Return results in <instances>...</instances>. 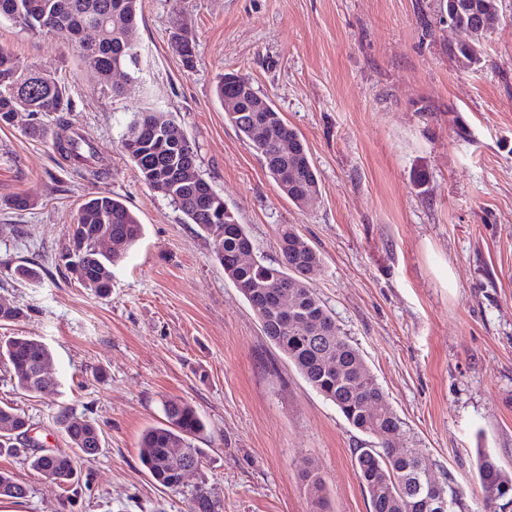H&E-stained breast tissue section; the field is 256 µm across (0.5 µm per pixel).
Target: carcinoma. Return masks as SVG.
I'll return each mask as SVG.
<instances>
[{
	"instance_id": "cac0c4a2",
	"label": "carcinoma",
	"mask_w": 512,
	"mask_h": 512,
	"mask_svg": "<svg viewBox=\"0 0 512 512\" xmlns=\"http://www.w3.org/2000/svg\"><path fill=\"white\" fill-rule=\"evenodd\" d=\"M440 17L469 28L465 44L448 45V53L466 68L483 63L484 44L489 31L499 21L498 0H438ZM138 0H0V17L24 29L66 38L74 46L81 67L95 73L104 93L125 94L126 86L112 82V72L122 68L128 82H138L140 48L132 41L137 27ZM171 45L186 65L196 57V40L179 27L172 33ZM219 102L238 100L239 111L227 113L230 122L246 139L272 175L280 191L299 206L319 191L317 172L305 145L288 127L281 113L270 107L252 111L257 92L249 79L237 73L223 74L216 84ZM68 88L55 77L23 67L9 52L0 49V126L12 124V115L65 112ZM296 140L292 153L281 151V142ZM53 146L60 156L89 169L96 147L86 136L73 132L55 134ZM121 148L152 190L162 195L212 242L213 252L224 275L239 290L261 322L265 336L288 358L303 379L332 402L346 421L373 439L368 448L355 452V467L368 494L372 512H416L418 489L426 485L423 461L418 451L395 438L400 421L386 403V397L368 370L359 350L343 336L340 328L317 296L306 273L320 266L317 251L290 225L278 229L281 263L265 264L252 260L239 264L240 253H253V242L244 225L225 207L223 197L200 174L181 178L186 167H197V149L170 112L146 108L134 113L121 137ZM143 225L121 201L110 196L94 197L79 211L77 227L58 251L56 262L80 285L100 296L112 289V268L142 238ZM101 236L112 239L108 251L99 249ZM287 285L292 318L283 321L271 293ZM52 351L37 336H13L0 341V364L13 371L15 386L28 395L45 393L52 381L47 370ZM373 401L380 413L367 414L363 404ZM162 425L145 431L139 456L157 484L178 491L185 467L200 468L203 449L195 441L206 430L199 412L189 403L167 400L163 404ZM56 423L69 439L73 453H59L51 462L27 443L28 421L10 404L0 405V456L24 455L30 468L58 485L79 484L78 465L99 453L103 433L93 422L74 415L73 408L59 409ZM477 474L484 497V512H497L494 500L512 501V475L498 459L478 452ZM312 512L325 504V485L310 470L304 476ZM436 492L448 503L447 512L464 506V490L438 484ZM27 488L13 476L0 472V498L22 499ZM189 512H224V505L205 484L187 491Z\"/></svg>"
}]
</instances>
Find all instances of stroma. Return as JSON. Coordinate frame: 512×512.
Here are the masks:
<instances>
[{
    "instance_id": "stroma-1",
    "label": "stroma",
    "mask_w": 512,
    "mask_h": 512,
    "mask_svg": "<svg viewBox=\"0 0 512 512\" xmlns=\"http://www.w3.org/2000/svg\"><path fill=\"white\" fill-rule=\"evenodd\" d=\"M436 0H140L141 81L100 91L63 37L0 17V48L68 89L71 131L94 141L98 176L33 138V115L0 127V300L26 316L0 338L31 335L53 351V389L30 397L0 367V402L29 435L69 451L62 406L102 429L69 496L24 458L0 472L24 483L0 512H188L139 457L143 432L178 399L204 417L201 471L224 512H310L307 470L325 512H371L354 466L371 445L313 390L264 335L208 237L151 190L121 148L132 112L173 113L195 143L197 170L245 224L253 256L280 262L278 227L293 225L320 255L311 278L359 349L434 477L470 489L478 450L512 471V0L479 69L449 55L461 34L438 22ZM188 27L193 67L170 33ZM237 72L307 146L319 193L283 196L225 116L215 87ZM108 194L144 226L97 296L55 264L80 206ZM22 197L26 207H14ZM38 278L19 280L17 265ZM312 504V512L322 511L325 504V485L321 476L314 470H309L304 476Z\"/></svg>"
}]
</instances>
